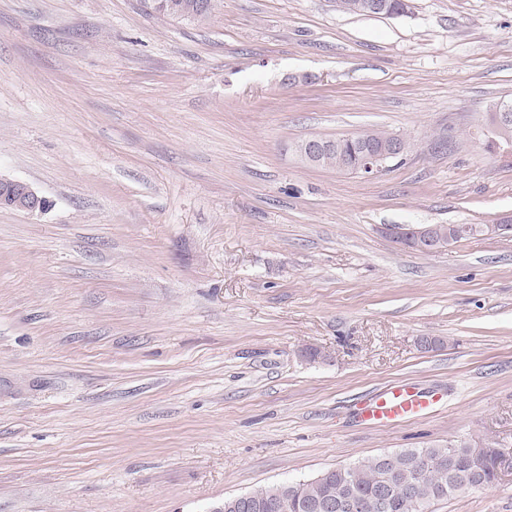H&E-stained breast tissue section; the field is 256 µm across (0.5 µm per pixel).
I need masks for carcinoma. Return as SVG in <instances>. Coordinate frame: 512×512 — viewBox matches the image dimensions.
Listing matches in <instances>:
<instances>
[{"mask_svg":"<svg viewBox=\"0 0 512 512\" xmlns=\"http://www.w3.org/2000/svg\"><path fill=\"white\" fill-rule=\"evenodd\" d=\"M223 0H149V8L158 16L192 23L208 20L222 6ZM339 150L322 156L321 166L340 169L354 167L360 156L358 135L339 137ZM498 442L485 440L481 445L468 442L446 447L403 448L389 454L390 461L379 455L353 466L328 469L311 481L293 485L261 488L251 492L250 512H314V507L328 500L363 498L374 501L387 495L381 512H426L435 500L448 499L463 484L483 489L497 480L501 454Z\"/></svg>","mask_w":512,"mask_h":512,"instance_id":"1","label":"carcinoma"}]
</instances>
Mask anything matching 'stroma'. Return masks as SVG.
<instances>
[{"mask_svg": "<svg viewBox=\"0 0 512 512\" xmlns=\"http://www.w3.org/2000/svg\"><path fill=\"white\" fill-rule=\"evenodd\" d=\"M502 100L512 0H0V175L50 203L0 209V512H209L485 438L497 483L427 512H512V233L383 232L512 221ZM366 130L412 149L373 178L293 151ZM398 381L436 412L364 424ZM149 8L158 16L203 23L222 6L223 0H149ZM202 5V9L199 8ZM501 103H494L490 109L491 112L488 113V130L492 136L499 137L496 139L497 144L501 140L506 143L511 141L509 132H511L512 115L509 112L508 102H504L500 112H495ZM329 143L330 141L325 139H305L296 144L295 152L302 162L315 166L319 163V157ZM481 226L482 224H467L465 235L459 238H457L458 230L460 229L458 224H431L411 227L399 232L392 230L390 235L406 249L431 253L451 245L454 241L457 242L461 239L482 234Z\"/></svg>", "mask_w": 512, "mask_h": 512, "instance_id": "35a3bbf8", "label": "stroma"}]
</instances>
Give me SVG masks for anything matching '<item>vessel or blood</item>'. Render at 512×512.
Instances as JSON below:
<instances>
[{"instance_id":"1","label":"vessel or blood","mask_w":512,"mask_h":512,"mask_svg":"<svg viewBox=\"0 0 512 512\" xmlns=\"http://www.w3.org/2000/svg\"><path fill=\"white\" fill-rule=\"evenodd\" d=\"M439 400V395L421 392L414 384H392L365 400L360 408V418L376 426L411 421L428 415Z\"/></svg>"}]
</instances>
